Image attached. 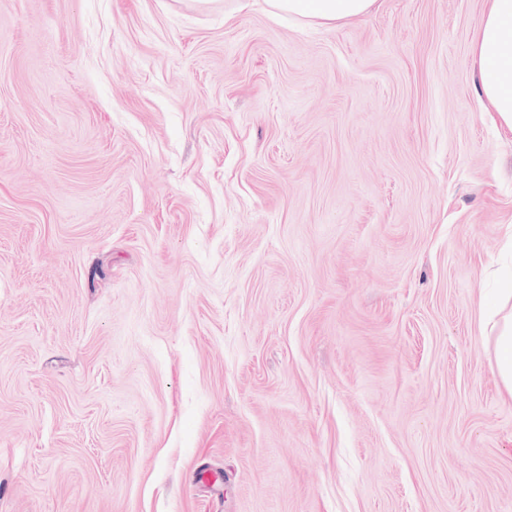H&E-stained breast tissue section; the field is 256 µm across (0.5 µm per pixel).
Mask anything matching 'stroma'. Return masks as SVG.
<instances>
[{
	"label": "stroma",
	"mask_w": 512,
	"mask_h": 512,
	"mask_svg": "<svg viewBox=\"0 0 512 512\" xmlns=\"http://www.w3.org/2000/svg\"><path fill=\"white\" fill-rule=\"evenodd\" d=\"M487 9L0 0V512H512ZM263 9L274 17L288 15L308 24L328 26L366 14L376 0H262Z\"/></svg>",
	"instance_id": "stroma-1"
}]
</instances>
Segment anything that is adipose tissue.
I'll return each instance as SVG.
<instances>
[{
	"label": "adipose tissue",
	"instance_id": "adipose-tissue-1",
	"mask_svg": "<svg viewBox=\"0 0 512 512\" xmlns=\"http://www.w3.org/2000/svg\"><path fill=\"white\" fill-rule=\"evenodd\" d=\"M375 0H263L274 17L288 15L318 26L366 14ZM512 0H489L479 28L475 53L481 91L491 103L500 124L512 131ZM493 309L498 317L493 338L496 373L512 398V278L504 280Z\"/></svg>",
	"mask_w": 512,
	"mask_h": 512
}]
</instances>
